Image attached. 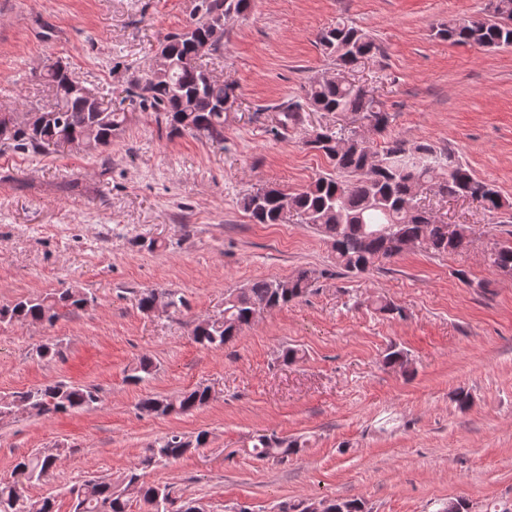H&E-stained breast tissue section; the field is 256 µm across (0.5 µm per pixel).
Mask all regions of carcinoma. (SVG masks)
Instances as JSON below:
<instances>
[{"label":"carcinoma","mask_w":512,"mask_h":512,"mask_svg":"<svg viewBox=\"0 0 512 512\" xmlns=\"http://www.w3.org/2000/svg\"><path fill=\"white\" fill-rule=\"evenodd\" d=\"M251 2L196 0L191 22L159 43V49L171 57L170 71L159 75L150 70L146 77L131 83L128 93L169 133L189 132L211 142L224 141V101L232 98L233 87L211 79L198 63L196 51L215 31H225L230 19L246 14ZM436 35L452 44L487 49L512 46V0H488L486 12L452 19L441 25ZM318 43L344 73L378 51L363 30L343 21L322 30ZM44 78L60 100L50 111L53 118L49 122L30 128L11 116H0V126L12 130L9 140L15 149L41 153L73 142L88 150L112 144L126 123V113L113 110L94 94L75 92L70 73L59 63L49 66ZM305 110L358 114L373 122L379 133L386 130L390 119L371 91L344 77L309 81L302 87L300 99L280 109L279 126L300 123ZM307 145L328 159L332 172L293 193L273 186L253 189L242 195L239 206L256 224H279L282 202L288 201L300 223L312 225L330 241L336 267L347 273L366 272L391 261L404 251L403 244L408 241H418L421 249L433 255L456 253L467 245L464 236L448 235V225L432 222V215L415 200L426 187L449 197L477 199L491 213L512 211V200L494 185L478 179L452 152L426 141L410 144L393 138L378 149L371 142L325 129L311 134ZM489 260L496 272L512 274V244H494ZM312 278L313 272L303 270L288 280L286 288L282 280L273 278L258 279L236 289L224 301L223 316L194 322L191 334L195 342L206 348L224 347L252 323L256 307L278 308L305 296ZM160 298L167 299L173 310L184 306L177 292L153 288L139 294L138 308L149 313ZM93 301L78 288L28 296L1 306L0 322L53 325ZM383 363L402 371L408 369L407 356L394 348L384 356ZM154 370L153 360L142 356L130 369L127 380L141 383ZM12 400L31 404L39 415H54L90 409L99 402V396L95 387L58 381L17 393ZM209 402L210 387L200 385L176 399L147 395L138 409L148 415L168 416L201 409ZM207 442L206 431L190 437L174 433L162 437L145 448L140 470L165 466ZM301 448L303 444L295 438L259 435L254 439L252 454L260 460L280 461L298 454ZM57 461L58 454L49 451L21 457L11 478L0 479V512H54L49 497L28 502L25 485L49 476ZM125 481L129 486L138 485L149 512H191L188 507H174L176 499L168 486L141 485L136 472L127 475ZM70 494L73 512H127L125 489L110 479H88ZM317 504L321 512H369L365 502L357 498H322Z\"/></svg>","instance_id":"obj_1"}]
</instances>
